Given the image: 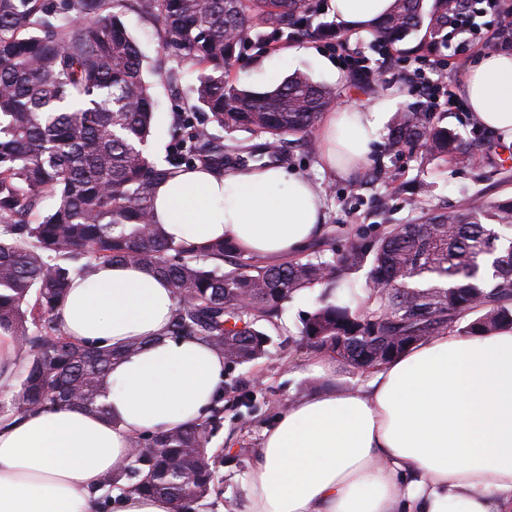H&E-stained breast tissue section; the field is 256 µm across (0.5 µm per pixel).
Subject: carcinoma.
Here are the masks:
<instances>
[{"label":"carcinoma","mask_w":512,"mask_h":512,"mask_svg":"<svg viewBox=\"0 0 512 512\" xmlns=\"http://www.w3.org/2000/svg\"><path fill=\"white\" fill-rule=\"evenodd\" d=\"M120 0H0V329L25 360L15 388L0 399L13 417L47 405L99 402L112 366L139 349L87 347L69 340L55 311L75 277L101 263L148 265L173 290L169 336L196 337L224 354L228 370L267 353L263 323L303 288H337L371 264L360 305L323 295L303 321L298 343L336 355L346 367L374 369L450 327L481 336L512 326V201L470 206L399 224L376 242L353 240L339 253L315 250L258 265L223 239L204 247L176 242L154 220L155 188L182 166L217 170L250 152L226 153L208 128L181 116L186 162H157L147 144L160 123L143 55L118 13ZM461 0H394L373 32L396 43L424 31L418 48L448 49V12ZM160 47L197 67L192 110L225 130L266 137L256 152L315 128L335 100L331 88L294 72L257 91L229 83L224 69L243 50L295 34L330 37L316 0H135ZM388 149L454 152L456 135L435 112L395 113ZM53 200L42 212L44 198ZM224 406L198 425L132 442L130 464L104 479L169 499L177 508L208 497L224 459L208 448Z\"/></svg>","instance_id":"carcinoma-1"}]
</instances>
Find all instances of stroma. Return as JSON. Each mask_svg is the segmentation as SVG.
Instances as JSON below:
<instances>
[{"instance_id": "stroma-1", "label": "stroma", "mask_w": 512, "mask_h": 512, "mask_svg": "<svg viewBox=\"0 0 512 512\" xmlns=\"http://www.w3.org/2000/svg\"><path fill=\"white\" fill-rule=\"evenodd\" d=\"M119 11L148 66L179 75L175 83L159 77L152 80L153 96L164 123L150 140V153L161 162L179 148L168 124L173 115L187 111L191 104L196 72L190 60L160 52L153 23L141 17L130 0H124ZM418 42V36H408L401 42L402 53L392 60L384 80L360 86L354 85L350 74L341 73L335 53L324 42L305 38L285 40L269 50L249 49L232 61L229 79L238 86L262 88L298 70L334 89L340 109L370 103L386 96L394 87L402 94L401 106L422 109L426 101L404 73L406 52ZM480 56L467 34H459L449 38L445 60L424 58V77L429 81L449 80L453 90H460L465 72ZM441 124L456 134L468 152L467 157L446 160L427 158L418 151L391 152L381 141L374 145L365 168L341 175L321 169L317 132L284 143L283 150L289 156L286 169L319 185L325 198L324 228L310 241V248L339 247L357 234L379 239L395 225L413 222L418 217L419 212L412 205L417 198L434 211L456 210L468 202L512 200V145L488 131H475L465 112L444 113ZM322 293V286L316 285L301 290L286 302L275 324L266 327L272 338L268 354L237 369V376L247 382L255 402L246 408L237 404L234 393H225L224 426L211 445L223 449L226 462L216 491L197 504L195 512H225L227 504L243 505L244 480L265 427L290 401L309 395L313 379L309 366L317 354L295 346L293 340L299 335L303 318Z\"/></svg>"}]
</instances>
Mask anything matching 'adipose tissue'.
Here are the masks:
<instances>
[{"label":"adipose tissue","instance_id":"obj_1","mask_svg":"<svg viewBox=\"0 0 512 512\" xmlns=\"http://www.w3.org/2000/svg\"><path fill=\"white\" fill-rule=\"evenodd\" d=\"M392 0H331L356 32ZM462 92L472 121L512 143V53L480 58ZM396 97L327 113L321 163L363 165ZM155 220L177 242L231 241L290 256L324 220L319 188L277 165L178 172L153 194ZM176 299L147 266H98L75 279L56 312L64 336L134 354L117 363L101 417L47 406L0 422V512H100L102 481L131 442L197 425L228 383L224 356L171 338ZM243 512H512V327L450 330L372 370L360 388L318 390L289 403L263 432Z\"/></svg>","mask_w":512,"mask_h":512}]
</instances>
